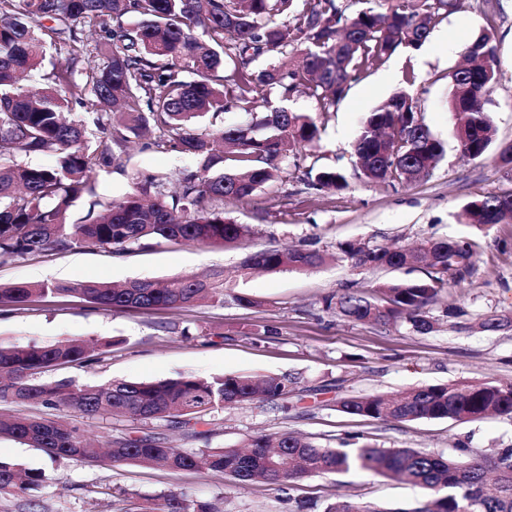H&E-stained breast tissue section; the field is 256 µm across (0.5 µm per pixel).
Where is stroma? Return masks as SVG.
<instances>
[{
  "label": "stroma",
  "mask_w": 512,
  "mask_h": 512,
  "mask_svg": "<svg viewBox=\"0 0 512 512\" xmlns=\"http://www.w3.org/2000/svg\"><path fill=\"white\" fill-rule=\"evenodd\" d=\"M494 28L499 80L487 105L496 141L477 159L461 155L457 117L449 106L448 74L463 61L465 46ZM417 102L424 124L445 145L431 175L412 184H373L353 166L352 145L367 117L398 91ZM287 106L310 115L321 129L319 142L298 157L278 163L273 178L250 197L224 203L225 217L248 225L249 235L223 244L157 239L124 253L98 247L48 249L0 259V284L102 281L134 278L165 281L219 273L224 300L179 309L106 312L97 305L52 296L35 297L0 311V343L50 345L67 340L99 344L98 356L83 365H61L42 373L45 381L72 379L101 385L115 380L152 382L191 374L252 377L293 375L301 392L284 402L253 401L212 413L188 429L166 421L142 426L126 419L102 420L69 414L70 422L105 441L142 429L170 444L193 450L242 445L258 433L295 431L333 448L362 435L385 448H418L449 457L482 455L512 447V419L488 416L454 421L381 422L336 411L341 394H396L448 382H512V330L498 333L441 327L428 335L406 325L351 323L323 309L324 296L352 286L368 292L388 283L423 278V269L362 270L337 260V243L412 245L435 237L477 242L474 266L464 278L449 279L432 308L468 316L512 311V224L479 230L459 223L463 206L487 193L512 196V169L499 159L512 145V0H462L419 49H398L386 63L351 82L329 110L296 94ZM132 138L120 165L90 177L93 193L71 207L68 220H83L92 203L109 202L132 188L135 174H178L196 167L188 155L159 152ZM336 169L348 181L341 191L307 186L309 170ZM302 247L324 254L316 268L242 272L250 253L264 248ZM256 305H238L237 296ZM274 335H264V327ZM0 459L41 471L26 493L0 495V512H127L130 502L159 503L170 494L211 503L221 512H324L345 495L362 502L403 506L421 499L419 488L352 470L301 478L289 489L266 482L238 484L203 470L170 471L102 458L52 457L0 435Z\"/></svg>",
  "instance_id": "1"
}]
</instances>
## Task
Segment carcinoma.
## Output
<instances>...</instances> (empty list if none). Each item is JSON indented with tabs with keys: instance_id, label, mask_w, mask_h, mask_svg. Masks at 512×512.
Listing matches in <instances>:
<instances>
[{
	"instance_id": "carcinoma-1",
	"label": "carcinoma",
	"mask_w": 512,
	"mask_h": 512,
	"mask_svg": "<svg viewBox=\"0 0 512 512\" xmlns=\"http://www.w3.org/2000/svg\"><path fill=\"white\" fill-rule=\"evenodd\" d=\"M458 8V0H380L358 12L340 0H0V256L23 257L47 248H110L116 253L147 240L201 244L237 241L248 227L224 217V200L251 196L271 177L275 164L298 148L319 141L308 115L284 103L302 89L327 109L359 74L374 70L399 47L420 48L436 23ZM288 19L282 28L277 19ZM65 51V62L46 68L47 46ZM471 65L450 75L449 104L463 114L456 139L462 156L476 159L492 146L496 130L486 105L497 82V44L492 30L465 47ZM270 52L276 62H254ZM101 63L93 65L90 59ZM87 106L70 121L64 112ZM236 107L253 112L245 126L215 134L193 132L196 119L216 118ZM155 133L148 146L195 158L196 169L171 180L136 177L132 191L81 224L67 222L72 204L92 191L89 174L105 170L126 152L129 134ZM445 147L424 124L414 98L393 94L370 112L354 144L355 165L368 182L412 183L428 175ZM53 154L52 167L26 158ZM310 189L348 186L337 170H322ZM465 224L484 228L512 223V196L487 193L463 207ZM339 258L361 269L417 267L427 279L377 287L380 297L354 288L324 298V307L354 323L400 322L428 335L431 315L446 278L470 273L472 239H426L420 246L338 245ZM324 257L308 249H263L242 270L260 267L312 269ZM78 298L105 311L172 309L201 301L224 302V280L173 279L165 284L132 280L17 283L0 285V308L27 303L35 295ZM448 327L496 333L512 327V312L460 323L463 312L446 309ZM78 341L51 345L0 346V402L37 403L89 417L141 423L167 420L192 427L212 411L263 398L285 400L297 390L293 375H182L158 382L115 381L104 386L72 380L41 381L45 369L90 357ZM341 411L375 421L450 419L470 422L488 414L512 419V383L435 384L397 397H346ZM0 434L59 457L90 455L85 431L58 416L0 419ZM112 463L170 469L201 468L240 484L286 486L300 478L359 469L400 478L421 489L411 508H382L338 497L324 512H512V448L467 459L415 448L363 443L353 452L319 445L292 432L260 434L237 446L172 448L152 434L108 440ZM42 480L0 460V494H16ZM130 512H220L209 503L189 504L172 494L155 507L135 503Z\"/></svg>"
}]
</instances>
